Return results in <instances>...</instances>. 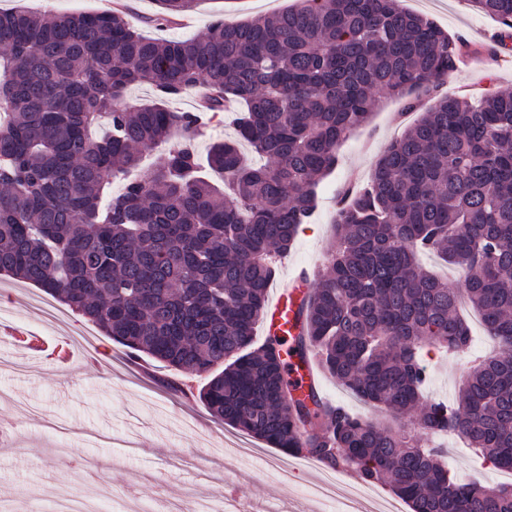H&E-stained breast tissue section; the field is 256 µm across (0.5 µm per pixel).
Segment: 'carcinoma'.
<instances>
[{"instance_id": "1", "label": "carcinoma", "mask_w": 512, "mask_h": 512, "mask_svg": "<svg viewBox=\"0 0 512 512\" xmlns=\"http://www.w3.org/2000/svg\"><path fill=\"white\" fill-rule=\"evenodd\" d=\"M166 26L197 0H158ZM203 36L160 40L126 12L0 11V275L34 285L127 349L183 373L225 364L199 391L214 417L289 455L380 483L412 512H512V485L459 482L431 434L465 439L512 470V90L438 94L467 44L399 0H295ZM512 28V0H470ZM155 88L134 106L128 90ZM210 110L238 104L236 136L201 176L198 112L169 101L202 86ZM431 104L344 195L324 271L301 307V349L361 401L408 424L375 423L296 396L280 342L255 345L276 258L316 207L338 148L390 97ZM151 173L112 180L171 135ZM247 142L256 162L246 161ZM437 254L452 286L420 266ZM466 299L499 345L454 402L423 400L424 346L460 352Z\"/></svg>"}]
</instances>
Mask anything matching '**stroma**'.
I'll return each mask as SVG.
<instances>
[{
  "label": "stroma",
  "instance_id": "obj_1",
  "mask_svg": "<svg viewBox=\"0 0 512 512\" xmlns=\"http://www.w3.org/2000/svg\"><path fill=\"white\" fill-rule=\"evenodd\" d=\"M294 0H200L188 26L146 28V35L177 40L203 35L216 18L241 23L282 11ZM401 6L434 20L449 35L487 49L501 24L474 10L468 0H400ZM472 93L512 87V51H498L487 68L452 73L446 92ZM419 117L400 99L373 111L365 128L339 150L336 169L319 188V201L288 253L290 268L318 274L327 264V246L338 202L352 172L369 176L384 147ZM39 290L0 278V330L21 328L40 342L36 351L0 342V512H53L58 488L72 487L84 498L112 500V512H130L140 499L163 496L181 502L223 498L225 512H336V499H316L310 487L350 472L289 455L216 421L198 398L162 385L165 363L128 359L123 346L59 300L51 306L60 322L47 328L30 306ZM471 328L469 352L450 355L427 347L420 359L435 401L455 397L471 358L491 352L479 315L463 307ZM446 463L462 480L507 482L455 437L445 439Z\"/></svg>",
  "mask_w": 512,
  "mask_h": 512
}]
</instances>
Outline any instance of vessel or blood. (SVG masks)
<instances>
[{
  "instance_id": "1",
  "label": "vessel or blood",
  "mask_w": 512,
  "mask_h": 512,
  "mask_svg": "<svg viewBox=\"0 0 512 512\" xmlns=\"http://www.w3.org/2000/svg\"><path fill=\"white\" fill-rule=\"evenodd\" d=\"M309 277L302 268L276 283L263 319L265 337L295 343L300 332L299 309L308 294ZM288 377L298 392L311 390L315 377L308 358L289 354Z\"/></svg>"
}]
</instances>
